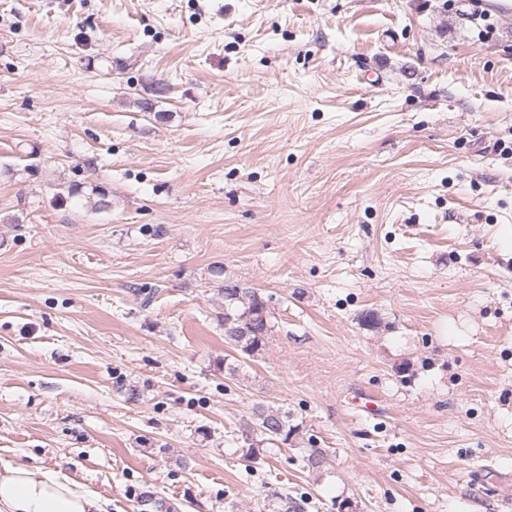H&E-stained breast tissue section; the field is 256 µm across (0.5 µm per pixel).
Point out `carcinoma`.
<instances>
[{"label": "carcinoma", "mask_w": 512, "mask_h": 512, "mask_svg": "<svg viewBox=\"0 0 512 512\" xmlns=\"http://www.w3.org/2000/svg\"><path fill=\"white\" fill-rule=\"evenodd\" d=\"M223 291L224 340L242 361L254 360L266 347L272 312L255 288L226 280ZM255 416V429L250 435L261 437L262 444L286 446L296 433V427L288 422V414L278 409L260 408Z\"/></svg>", "instance_id": "1"}]
</instances>
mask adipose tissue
I'll return each mask as SVG.
<instances>
[{
  "label": "adipose tissue",
  "instance_id": "adipose-tissue-1",
  "mask_svg": "<svg viewBox=\"0 0 512 512\" xmlns=\"http://www.w3.org/2000/svg\"><path fill=\"white\" fill-rule=\"evenodd\" d=\"M0 512H101V506L75 480L17 464L0 472Z\"/></svg>",
  "mask_w": 512,
  "mask_h": 512
}]
</instances>
